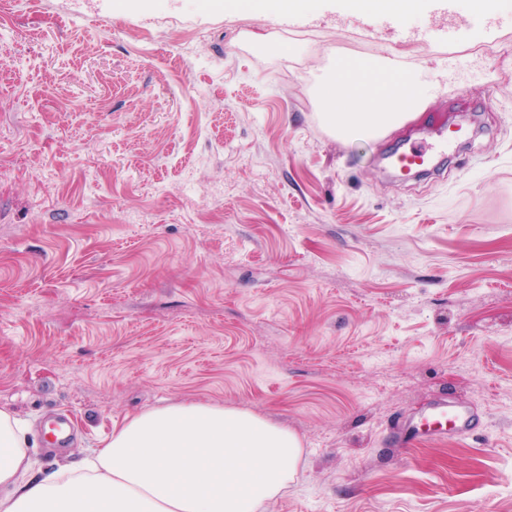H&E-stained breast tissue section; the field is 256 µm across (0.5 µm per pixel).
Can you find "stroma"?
<instances>
[{
  "instance_id": "obj_1",
  "label": "stroma",
  "mask_w": 512,
  "mask_h": 512,
  "mask_svg": "<svg viewBox=\"0 0 512 512\" xmlns=\"http://www.w3.org/2000/svg\"><path fill=\"white\" fill-rule=\"evenodd\" d=\"M22 0L0 16V410L50 472L193 401L297 434L260 512H512V0ZM434 85L376 138L322 117L337 64ZM448 144L434 180L390 153ZM445 400L473 430L395 447ZM70 420L53 452L46 429ZM359 7L354 9L359 13L377 11L387 12L392 15H403L414 11L420 2L419 0H362Z\"/></svg>"
}]
</instances>
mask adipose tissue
Masks as SVG:
<instances>
[{
  "instance_id": "1",
  "label": "adipose tissue",
  "mask_w": 512,
  "mask_h": 512,
  "mask_svg": "<svg viewBox=\"0 0 512 512\" xmlns=\"http://www.w3.org/2000/svg\"><path fill=\"white\" fill-rule=\"evenodd\" d=\"M426 101L412 78L386 79L375 60L340 64L324 92L342 138L377 136ZM301 445L252 411L181 402L113 423L94 459L33 472L23 425L0 411V512H258L292 477Z\"/></svg>"
}]
</instances>
